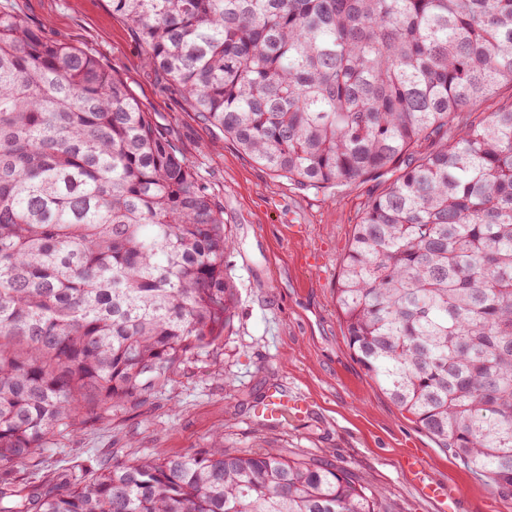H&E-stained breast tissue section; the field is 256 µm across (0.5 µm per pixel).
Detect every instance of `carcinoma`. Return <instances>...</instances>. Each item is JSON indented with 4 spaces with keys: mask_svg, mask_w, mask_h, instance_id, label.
I'll return each mask as SVG.
<instances>
[{
    "mask_svg": "<svg viewBox=\"0 0 512 512\" xmlns=\"http://www.w3.org/2000/svg\"><path fill=\"white\" fill-rule=\"evenodd\" d=\"M147 62L305 188L396 173L336 287L350 350L512 492V0H110ZM463 112L475 119L448 139ZM427 141L435 151L422 154ZM223 211L128 85L0 3V467L164 388L233 327ZM0 512H379L281 448L211 445L19 485Z\"/></svg>",
    "mask_w": 512,
    "mask_h": 512,
    "instance_id": "obj_1",
    "label": "carcinoma"
}]
</instances>
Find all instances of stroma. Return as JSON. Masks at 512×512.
I'll list each match as a JSON object with an SVG mask.
<instances>
[{
    "instance_id": "35a3bbf8",
    "label": "stroma",
    "mask_w": 512,
    "mask_h": 512,
    "mask_svg": "<svg viewBox=\"0 0 512 512\" xmlns=\"http://www.w3.org/2000/svg\"><path fill=\"white\" fill-rule=\"evenodd\" d=\"M11 4L44 38L81 47L118 74L208 185L235 241L228 267L237 296L233 330L210 356L144 403L50 437L40 465L15 464L14 474L38 481L80 473L90 458L126 459L155 448L184 453L209 447L220 431L231 448L272 445L332 463L377 491L381 512H440L405 468L412 453L423 459L427 481L454 497L456 512H512V495L437 447L348 347L336 311L338 274L364 205L386 190L391 174L319 190L275 176L148 67L135 29L109 0ZM273 386L307 399L308 415L285 428L257 418L254 407Z\"/></svg>"
}]
</instances>
